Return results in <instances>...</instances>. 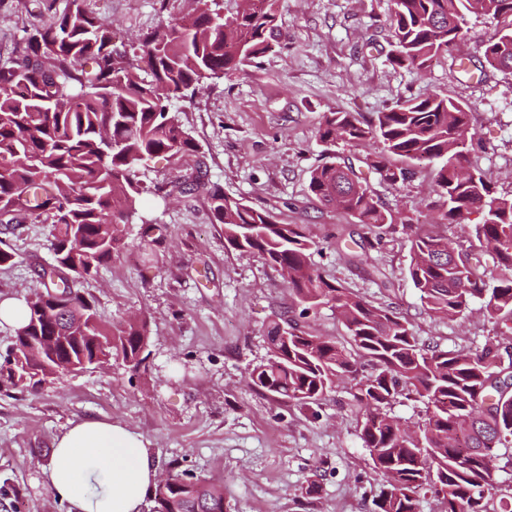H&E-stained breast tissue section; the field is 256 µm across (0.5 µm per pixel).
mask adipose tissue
Here are the masks:
<instances>
[{"label":"adipose tissue","instance_id":"1","mask_svg":"<svg viewBox=\"0 0 512 512\" xmlns=\"http://www.w3.org/2000/svg\"><path fill=\"white\" fill-rule=\"evenodd\" d=\"M159 462L142 434L118 421L86 418L56 437L45 473L69 512H141Z\"/></svg>","mask_w":512,"mask_h":512}]
</instances>
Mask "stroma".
Segmentation results:
<instances>
[{
	"instance_id": "35a3bbf8",
	"label": "stroma",
	"mask_w": 512,
	"mask_h": 512,
	"mask_svg": "<svg viewBox=\"0 0 512 512\" xmlns=\"http://www.w3.org/2000/svg\"><path fill=\"white\" fill-rule=\"evenodd\" d=\"M66 4L0 0V63L16 57L32 25ZM86 5L111 20L114 46L130 53L161 23L192 13L196 2ZM274 8L282 36L270 52L175 102L198 152L154 157L138 168L145 192L126 227L128 247L81 287L108 326L133 317L146 322L144 364L114 359L35 390L0 384V490L18 512H67L44 472L56 437L86 417L141 433L161 473L185 471L220 484L224 512H374V499L389 491L360 439L352 380L310 407L252 387L250 371L268 357V325L297 303L277 266L227 248L205 192H182L195 176L281 223L306 225L318 242L313 262L326 277L395 307L422 340L448 351L482 345L490 324L481 302L462 320L426 313L408 275L407 235L374 245L368 226L312 196L309 178L323 159L317 130L325 113L369 118L438 91L469 105L483 143L472 166L495 195H512V74L486 67L482 56L493 24L469 17L458 47L479 72L466 75L445 55L419 73L387 61L391 0H275ZM332 151L354 161L395 216L439 223L435 162L416 163L413 179L391 184L365 167L363 148L340 140ZM51 230L45 216L0 225V240L15 255L13 266L0 268V299L26 298L39 287L53 262Z\"/></svg>"
}]
</instances>
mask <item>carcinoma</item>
Here are the masks:
<instances>
[{
	"instance_id": "obj_1",
	"label": "carcinoma",
	"mask_w": 512,
	"mask_h": 512,
	"mask_svg": "<svg viewBox=\"0 0 512 512\" xmlns=\"http://www.w3.org/2000/svg\"><path fill=\"white\" fill-rule=\"evenodd\" d=\"M198 3L192 18L146 34L130 60L113 48L112 21L88 11L84 0H69L49 22L33 26L22 54L0 66V224L47 214L56 240L54 263L40 274L43 289L27 298L22 330L73 336L59 355L78 363L92 359L102 342L130 365L143 362L145 325L109 330L77 284L126 250L125 224L142 193L136 169L154 156L198 150L173 102L264 56L278 30V16L269 10L240 8L226 19L211 0ZM470 14L496 24L482 54L490 67L512 74V0H392L389 62L425 71L453 55ZM318 136L327 147L339 138L377 145L364 163L390 183L405 181L416 161L438 162L435 192L448 202L442 222L427 228L410 217L401 222L410 242L409 276L430 314L461 318L480 300L492 329L474 351L420 342L395 308L366 301L314 266L316 242L304 225L281 224L198 175L182 190H207L227 247L288 269L299 316L329 305L349 337L346 346L299 330L283 340L282 329L295 322L284 314L268 328L270 356L251 370V385L309 406L324 399L336 379L355 381L363 445L374 468L400 483L375 501L374 512H418L424 490L448 500V512H512V490L491 509L492 493L482 485L494 459L512 468V197L493 196L479 171L460 175L474 150L469 106L432 92L397 101L371 120L333 111L323 116ZM309 189L319 203L369 226L378 244L396 232L394 216L350 162L333 156L317 166ZM475 210L483 214L474 225L475 242L448 240L446 226L464 223ZM52 292L69 293L71 307L53 311L44 302ZM26 348L20 339L6 351L0 377L36 388L46 377L26 381L13 373ZM398 396L425 405L426 419L411 434L387 413ZM154 500L155 512H224L223 492L186 473L158 484Z\"/></svg>"
}]
</instances>
